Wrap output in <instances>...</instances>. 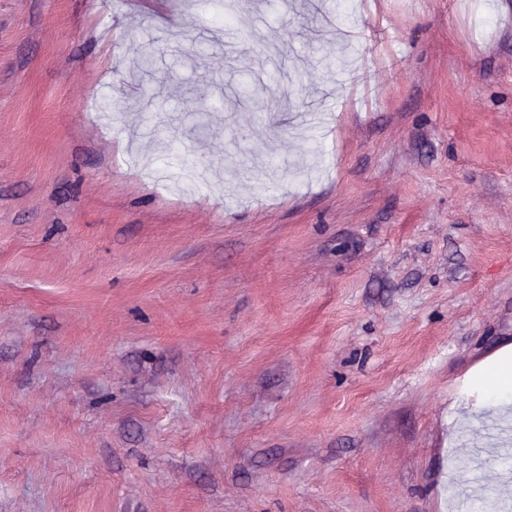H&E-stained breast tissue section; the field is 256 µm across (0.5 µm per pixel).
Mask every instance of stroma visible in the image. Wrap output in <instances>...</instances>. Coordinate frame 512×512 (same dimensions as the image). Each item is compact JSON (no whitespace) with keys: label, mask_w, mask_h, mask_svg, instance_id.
<instances>
[{"label":"stroma","mask_w":512,"mask_h":512,"mask_svg":"<svg viewBox=\"0 0 512 512\" xmlns=\"http://www.w3.org/2000/svg\"><path fill=\"white\" fill-rule=\"evenodd\" d=\"M331 3L0 0V512H511L512 0ZM473 386L482 390L494 404L501 403L497 394L511 391L512 388V354L510 350H502L494 355L490 364L483 365L471 372Z\"/></svg>","instance_id":"1"}]
</instances>
